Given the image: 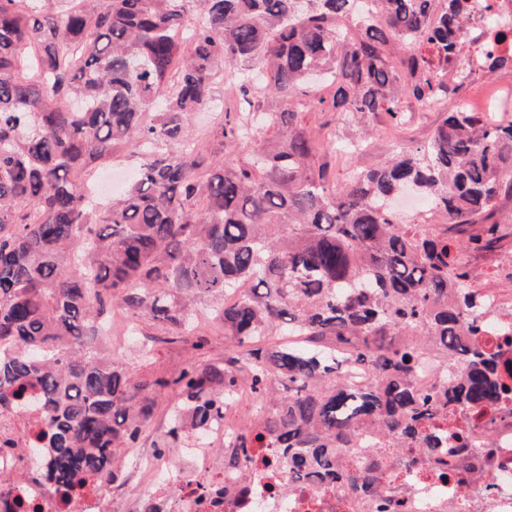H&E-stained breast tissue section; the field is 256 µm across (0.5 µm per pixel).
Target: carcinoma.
<instances>
[{
	"instance_id": "cac0c4a2",
	"label": "carcinoma",
	"mask_w": 512,
	"mask_h": 512,
	"mask_svg": "<svg viewBox=\"0 0 512 512\" xmlns=\"http://www.w3.org/2000/svg\"><path fill=\"white\" fill-rule=\"evenodd\" d=\"M0 0V413L38 389L44 478L63 490L88 476L124 484L120 451L138 448L158 393L177 392L153 447L172 454L249 394L256 423H224V470L251 448L285 451L295 477L384 491L389 455H437L459 435L433 422L512 395V356L479 342L493 305L454 263L448 230L488 224L471 241L492 250L496 199L512 189V120L494 123L456 104L429 141L330 183L316 157L336 148L290 108L298 95L349 123L401 102L448 99V79L415 45L455 62L465 85L466 0ZM226 67L245 103L217 137L272 146L245 163L213 161L193 145V113L214 102ZM330 81V98L313 76ZM282 107L256 111L254 94ZM135 144L143 159L109 202L85 197L84 172ZM408 191L441 211L443 228L400 224L388 202ZM88 250L87 265L72 254ZM98 289L90 299L85 289ZM205 304L241 350L193 363L170 378H134L112 351L92 346L107 307L159 326L164 341L200 350ZM299 336L258 345L273 330ZM436 352L458 376L434 392L412 379ZM372 373L363 387L341 367ZM373 436L367 454L349 457Z\"/></svg>"
}]
</instances>
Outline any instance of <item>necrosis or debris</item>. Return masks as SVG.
Wrapping results in <instances>:
<instances>
[{
    "mask_svg": "<svg viewBox=\"0 0 512 512\" xmlns=\"http://www.w3.org/2000/svg\"><path fill=\"white\" fill-rule=\"evenodd\" d=\"M470 12L465 28L481 54L511 55L499 39L512 28V0H487ZM467 455L449 449L443 457L413 452L411 461L391 457V480L383 499L369 501L348 488L292 483L275 448L252 449L233 476H224V426L186 449L187 471L174 472L167 455L139 451L146 487L135 498L115 502L110 488L91 485L63 494L37 472L35 446L43 425L35 406L0 414V472H20L21 482L0 485V512H383L386 500L400 512H512V399L505 407L460 414Z\"/></svg>",
    "mask_w": 512,
    "mask_h": 512,
    "instance_id": "4bbe7bcc",
    "label": "necrosis or debris"
}]
</instances>
